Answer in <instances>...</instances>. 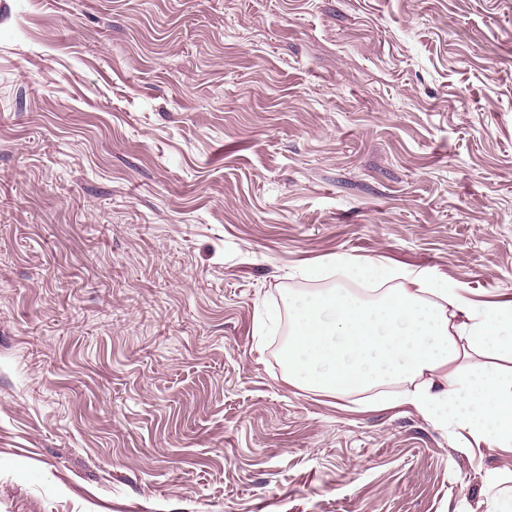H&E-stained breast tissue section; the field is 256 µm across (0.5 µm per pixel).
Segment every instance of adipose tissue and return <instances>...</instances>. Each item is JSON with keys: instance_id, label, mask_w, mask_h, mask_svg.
<instances>
[{"instance_id": "ef3b65f1", "label": "adipose tissue", "mask_w": 512, "mask_h": 512, "mask_svg": "<svg viewBox=\"0 0 512 512\" xmlns=\"http://www.w3.org/2000/svg\"><path fill=\"white\" fill-rule=\"evenodd\" d=\"M336 266L383 287L369 297L344 288L289 297L288 384L333 396L397 384L395 403L512 443V368L497 365L512 359V305L474 307L428 270L393 274L345 258ZM463 358L460 375L452 365Z\"/></svg>"}]
</instances>
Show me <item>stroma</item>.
<instances>
[{
    "mask_svg": "<svg viewBox=\"0 0 512 512\" xmlns=\"http://www.w3.org/2000/svg\"><path fill=\"white\" fill-rule=\"evenodd\" d=\"M339 255L512 302V0H0V512H512L286 383Z\"/></svg>",
    "mask_w": 512,
    "mask_h": 512,
    "instance_id": "1",
    "label": "stroma"
}]
</instances>
